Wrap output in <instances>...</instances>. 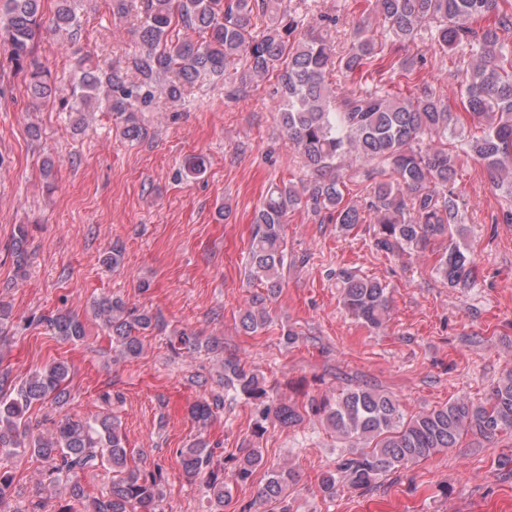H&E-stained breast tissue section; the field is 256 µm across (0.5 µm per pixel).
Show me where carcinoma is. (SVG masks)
<instances>
[{
    "instance_id": "carcinoma-1",
    "label": "carcinoma",
    "mask_w": 512,
    "mask_h": 512,
    "mask_svg": "<svg viewBox=\"0 0 512 512\" xmlns=\"http://www.w3.org/2000/svg\"><path fill=\"white\" fill-rule=\"evenodd\" d=\"M52 22L56 29L75 36L79 30L75 0H57ZM382 17L392 41L413 44L422 32L444 52L458 48L473 55L461 89L464 119L452 112L428 85L407 92L382 86L359 87L336 97L328 88L335 69L351 76L362 74L374 62L384 60L387 42L379 41L362 27L353 31L350 51L335 58L325 36L336 18L317 15L304 22L283 5V0H139L138 35L143 54L134 60L142 76L127 84L114 70L98 66L81 69L77 79L65 82L35 58L41 35L42 0H5L0 8V49L17 72L24 74L28 94L36 99L51 97L65 112L81 108L104 94L107 109L128 113L123 137L139 140L143 127L133 102L146 104L156 78L168 77L166 95L177 100L183 91L203 77L226 78L241 63L254 79L278 72L283 95L279 106L281 124L309 171L301 188L276 186L255 211V230L249 248L252 275L267 287H279L285 262L283 226L288 213L301 208L325 212L344 231L366 222L375 214L379 224L375 245L382 251L424 249L437 237L448 246L437 260L436 272L452 288L475 283L473 253L460 241L464 227L458 196L453 190L460 153H470L488 171L492 183L512 189V45L503 34L512 32V10L502 8L507 0H367ZM271 15L260 35L251 32L253 15ZM180 25L197 38H168ZM354 159L375 164L363 172L352 170ZM370 180V200L362 205L349 196L350 184L360 175ZM29 230L16 227L11 255L16 267L28 261ZM342 304L365 325L377 328L386 319L388 288L380 280L349 271L338 274ZM95 317L112 329L113 339L127 358L142 352L141 339L133 327L159 326L147 311L136 313L120 299L103 296L92 304ZM268 321L264 299L252 301L241 324L254 332ZM48 325L64 340L78 341L85 335L83 323L68 312H59ZM70 367L53 362L19 385L4 389L8 374L0 373V446L9 445L51 465L49 483L69 490L79 502L83 489L79 474L108 464L120 477L112 480L106 497L96 502L94 512H157L162 493L161 474L124 471L127 448L116 419L104 415L78 421L63 414L52 421L47 433L33 434L27 412L36 403L67 401L63 384ZM224 385L257 402L256 429L274 419L282 427L299 423L301 414L292 404L272 409L262 404L266 396L258 374L232 360L224 361ZM345 441L362 442L364 449L342 459L334 472L321 479V490L332 496L336 485L347 481L367 489L376 476L407 467L457 445L468 432L480 435H512V371L492 388L488 402L466 399L435 407L410 420L403 418L398 401L376 387H361L326 398L312 407ZM201 425L213 415L211 403L197 400L189 407ZM183 471L202 480L214 510L224 506V481L211 469L213 449L204 439L178 450ZM263 463L259 448L242 449L237 479L245 482ZM295 472L282 466L271 472L261 495L281 504L280 512H292L288 486Z\"/></svg>"
}]
</instances>
